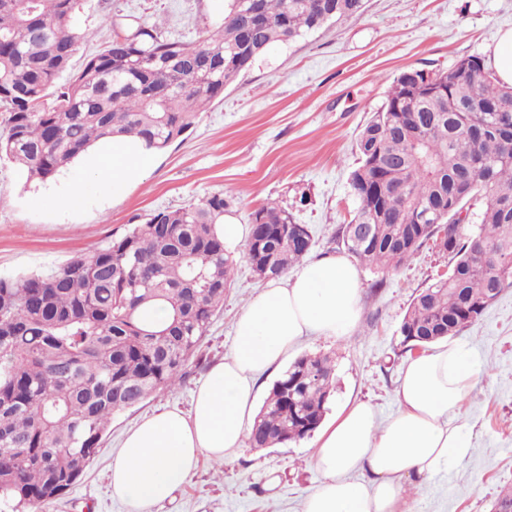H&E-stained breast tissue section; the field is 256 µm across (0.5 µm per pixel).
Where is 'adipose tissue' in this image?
I'll use <instances>...</instances> for the list:
<instances>
[{
    "mask_svg": "<svg viewBox=\"0 0 512 512\" xmlns=\"http://www.w3.org/2000/svg\"><path fill=\"white\" fill-rule=\"evenodd\" d=\"M150 148L135 138L104 139L79 155L113 195L140 181ZM361 313V283L345 256H328L268 283L235 322L232 353L214 363L194 394L189 414L163 409L125 435L110 467L112 495L130 512H149L184 485L201 457L226 460L243 452L245 418L258 379L281 364L301 337L345 339ZM478 362L448 344L410 357L396 398L399 407L378 421L358 401L318 436L311 468L321 476L303 512H402L406 484L456 466L470 451L459 412Z\"/></svg>",
    "mask_w": 512,
    "mask_h": 512,
    "instance_id": "adipose-tissue-1",
    "label": "adipose tissue"
}]
</instances>
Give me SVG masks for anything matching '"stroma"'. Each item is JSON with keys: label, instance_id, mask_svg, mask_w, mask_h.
I'll return each mask as SVG.
<instances>
[{"label": "stroma", "instance_id": "stroma-1", "mask_svg": "<svg viewBox=\"0 0 512 512\" xmlns=\"http://www.w3.org/2000/svg\"><path fill=\"white\" fill-rule=\"evenodd\" d=\"M108 15L129 22L161 18L172 36L191 41L221 23L224 0H81L72 25L86 35L83 53L96 51L109 37ZM511 28L512 0H365L362 14L272 47L118 197L97 187L78 162L51 181L30 182L2 160L0 277L59 268L86 248L124 234L135 217L218 192L229 203L227 216L243 225L263 204L287 208L311 231L307 261L345 254L338 230L357 208L349 181L357 140L393 78L411 68L447 71L468 56L489 61L501 33ZM68 183L85 185L80 207L62 202L59 190ZM231 256L234 273L224 307L185 377L115 414L84 477L43 512H129L113 499L109 485L112 457L126 430L161 406L189 410L211 364L231 353L237 315L264 286L242 248ZM448 262L429 243L396 271L359 266L362 311L353 335L345 340L310 335L292 350L295 358L334 356L328 418L356 400L370 401L382 419L396 411L395 390L409 357L400 323L413 297L447 273ZM454 341L479 363L460 413L470 452L461 464L407 485L406 512H491L502 491L512 489V286ZM316 447L311 435L250 448L222 462L201 459L173 498L150 512H303L317 480L308 465Z\"/></svg>", "mask_w": 512, "mask_h": 512}]
</instances>
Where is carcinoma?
<instances>
[{
    "label": "carcinoma",
    "instance_id": "obj_1",
    "mask_svg": "<svg viewBox=\"0 0 512 512\" xmlns=\"http://www.w3.org/2000/svg\"><path fill=\"white\" fill-rule=\"evenodd\" d=\"M80 0H0V160L30 180L54 179L114 135L162 151L277 43L360 14L365 0H224L215 30L192 42L161 23L112 19V38L73 68L84 36ZM66 82H59L63 74ZM512 109L481 59L400 73L360 133L350 184L358 200L341 228L357 262L398 270L433 241L449 273L420 291L399 331L410 351L456 335L512 286ZM484 195L480 224L462 213ZM227 201L156 211L120 237L48 272L0 277V496L42 509L83 477L112 416L176 385L224 306L233 260L215 224ZM431 220L417 224L424 212ZM308 227L287 209L251 214L244 257L262 279L300 262ZM158 305L165 321L150 317ZM335 390L329 354L297 358L275 381L250 448L296 442L323 422Z\"/></svg>",
    "mask_w": 512,
    "mask_h": 512
}]
</instances>
